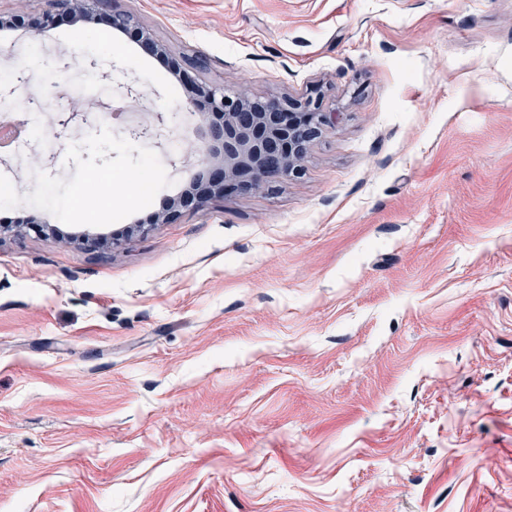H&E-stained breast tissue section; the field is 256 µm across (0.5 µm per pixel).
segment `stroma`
Masks as SVG:
<instances>
[{
  "label": "stroma",
  "instance_id": "obj_1",
  "mask_svg": "<svg viewBox=\"0 0 512 512\" xmlns=\"http://www.w3.org/2000/svg\"><path fill=\"white\" fill-rule=\"evenodd\" d=\"M109 2L162 57L0 32V224L49 227L0 236V512H512V0ZM196 85L342 119L133 232Z\"/></svg>",
  "mask_w": 512,
  "mask_h": 512
}]
</instances>
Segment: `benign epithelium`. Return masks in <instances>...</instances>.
I'll list each match as a JSON object with an SVG mask.
<instances>
[{"instance_id": "7a95c632", "label": "benign epithelium", "mask_w": 512, "mask_h": 512, "mask_svg": "<svg viewBox=\"0 0 512 512\" xmlns=\"http://www.w3.org/2000/svg\"><path fill=\"white\" fill-rule=\"evenodd\" d=\"M65 17L89 25L127 29L147 55L163 46L126 13L103 10L98 0H60ZM205 112L187 116L208 127L210 144L201 164L208 180L202 191L184 194L155 214L153 224H172L182 213L203 209L214 197L245 194L302 174L312 141L341 120L342 112L324 110L321 93L306 98L255 99L243 91L206 86ZM151 224V225H153ZM149 224L136 225L146 232Z\"/></svg>"}]
</instances>
